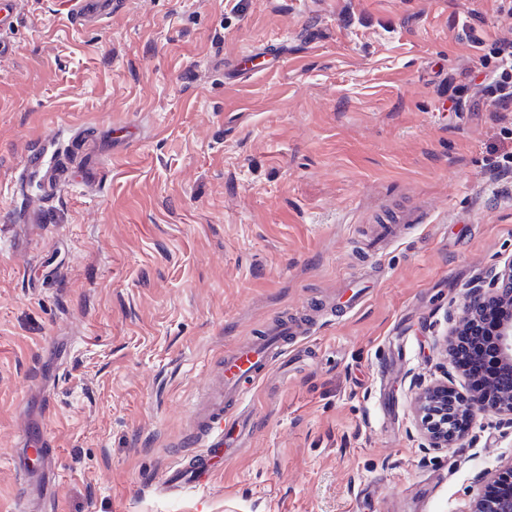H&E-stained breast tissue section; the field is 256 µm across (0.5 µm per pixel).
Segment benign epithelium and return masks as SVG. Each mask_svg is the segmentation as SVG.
Masks as SVG:
<instances>
[{
  "label": "benign epithelium",
  "mask_w": 512,
  "mask_h": 512,
  "mask_svg": "<svg viewBox=\"0 0 512 512\" xmlns=\"http://www.w3.org/2000/svg\"><path fill=\"white\" fill-rule=\"evenodd\" d=\"M491 305L500 307L505 315L512 314V258L469 283L464 303L465 322L473 323L482 310ZM495 349L512 366V319L501 323ZM414 387L418 425L429 449H449L457 444L459 435L455 419L465 408L472 413L484 408L497 410L509 416L508 424L512 426V390L498 389L489 396L465 400L451 394L446 382L426 385L416 381ZM470 512H512V494L493 499L479 498Z\"/></svg>",
  "instance_id": "1"
}]
</instances>
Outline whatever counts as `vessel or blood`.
Masks as SVG:
<instances>
[{
    "instance_id": "1",
    "label": "vessel or blood",
    "mask_w": 512,
    "mask_h": 512,
    "mask_svg": "<svg viewBox=\"0 0 512 512\" xmlns=\"http://www.w3.org/2000/svg\"><path fill=\"white\" fill-rule=\"evenodd\" d=\"M73 4L76 17L89 25L111 15L113 0H73ZM31 171L40 172L43 181L53 186L69 179V170L57 162L54 143L50 140L30 151L17 176L18 187H25L27 174ZM314 327L312 314L284 313L266 326L263 335L225 350L220 365L212 371L208 393L191 408L194 449L181 467L154 476L157 489L173 495L203 486L223 467L226 459L237 454L249 433L243 415L248 388L287 353L289 345L298 337L309 335ZM23 434L30 445L43 450L39 467H30L25 462L19 465V476L25 487L19 512H29L30 498L41 496L50 487L54 451L49 447L42 426L25 423Z\"/></svg>"
}]
</instances>
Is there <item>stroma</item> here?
<instances>
[{
	"label": "stroma",
	"mask_w": 512,
	"mask_h": 512,
	"mask_svg": "<svg viewBox=\"0 0 512 512\" xmlns=\"http://www.w3.org/2000/svg\"><path fill=\"white\" fill-rule=\"evenodd\" d=\"M499 0H17L0 58V512L24 420L55 451L48 512H468L512 460L487 410L451 449L417 430L414 379L468 284L512 258V112H455L464 70L512 39ZM476 37V38H477ZM100 172L13 219L39 139ZM414 213L375 247L372 227ZM337 300L254 385L248 443L205 490L153 475L190 450V407L225 349ZM387 360L399 363L385 373ZM75 15L84 24H93L112 15V0H74Z\"/></svg>",
	"instance_id": "35a3bbf8"
}]
</instances>
